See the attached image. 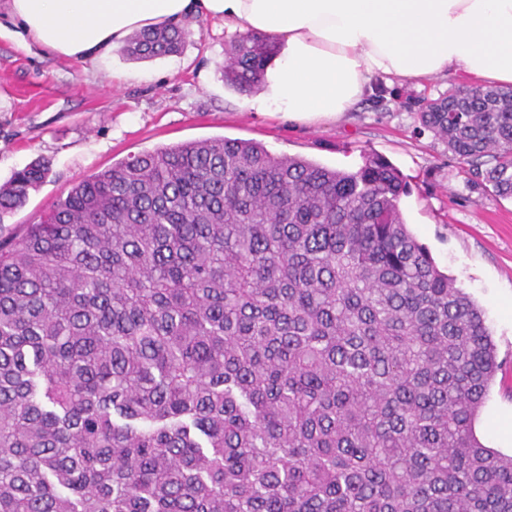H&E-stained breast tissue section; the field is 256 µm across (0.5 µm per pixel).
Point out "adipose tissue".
Here are the masks:
<instances>
[{"label":"adipose tissue","mask_w":512,"mask_h":512,"mask_svg":"<svg viewBox=\"0 0 512 512\" xmlns=\"http://www.w3.org/2000/svg\"><path fill=\"white\" fill-rule=\"evenodd\" d=\"M24 34L78 61L191 17L276 46L250 109L336 121L374 79L512 85V0H0Z\"/></svg>","instance_id":"ef3b65f1"}]
</instances>
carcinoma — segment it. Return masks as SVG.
Returning a JSON list of instances; mask_svg holds the SVG:
<instances>
[{
  "label": "carcinoma",
  "mask_w": 512,
  "mask_h": 512,
  "mask_svg": "<svg viewBox=\"0 0 512 512\" xmlns=\"http://www.w3.org/2000/svg\"><path fill=\"white\" fill-rule=\"evenodd\" d=\"M273 50L238 37L224 82L252 91ZM419 120L512 198V88L451 87ZM47 173L0 185V214ZM406 191L375 154L344 171L205 139L0 240V512H512V456L474 431L496 346Z\"/></svg>",
  "instance_id": "carcinoma-1"
}]
</instances>
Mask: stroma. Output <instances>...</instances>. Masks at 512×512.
Wrapping results in <instances>:
<instances>
[{"instance_id": "1", "label": "stroma", "mask_w": 512, "mask_h": 512, "mask_svg": "<svg viewBox=\"0 0 512 512\" xmlns=\"http://www.w3.org/2000/svg\"><path fill=\"white\" fill-rule=\"evenodd\" d=\"M184 27L180 53L135 62L116 50L81 62L21 44L10 19H0V183L38 159L51 168L25 205L0 219V239L36 223L92 174L189 141L252 140L336 169L357 168L366 153L383 156L407 179L399 207L410 230L483 311L501 365L482 411L494 446L497 417L512 411V199L469 181L420 123L447 80L400 87L377 79L342 121L293 123L252 111L246 94L225 85L233 38L223 22L195 17Z\"/></svg>"}]
</instances>
